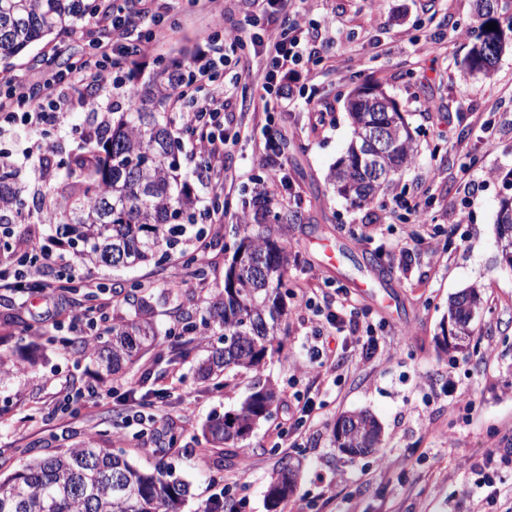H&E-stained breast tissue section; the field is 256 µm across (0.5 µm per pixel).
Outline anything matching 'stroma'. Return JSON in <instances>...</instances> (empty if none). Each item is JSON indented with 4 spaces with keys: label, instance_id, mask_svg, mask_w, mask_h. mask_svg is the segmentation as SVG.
<instances>
[{
    "label": "stroma",
    "instance_id": "obj_1",
    "mask_svg": "<svg viewBox=\"0 0 512 512\" xmlns=\"http://www.w3.org/2000/svg\"><path fill=\"white\" fill-rule=\"evenodd\" d=\"M219 5L218 21L196 0H133L134 10L159 17L165 38L123 63V73L145 79L162 64L190 67L216 25L243 27L254 12L252 0ZM306 8L302 30L318 53L293 67L273 111L253 108L266 65L253 44L225 59L224 165L234 182L216 192L225 207L219 223L205 227V279L187 276L177 258L87 269L112 299L101 309L110 321L133 315L131 285H146L156 346L107 373L65 349L78 331L66 318L46 319V293L0 289V354L36 352L27 371L0 381V473L91 440L141 469L164 465L187 486L181 512H203L215 477L238 512H268L267 482L287 457L301 460L302 474L277 512H512V270L498 262L495 232L499 202L512 196V50L493 77L466 73L472 0H308ZM326 27L336 39L324 47L318 35ZM112 43L93 21L66 41L37 42L16 58L14 73L44 88L55 73L46 58L69 64ZM368 79L398 103L419 153L383 195L357 207L332 191L327 174L351 139L346 98ZM22 128L0 126V152L24 157L21 178L34 189L42 155L67 159L81 138L25 137ZM264 151L282 181L261 196L253 158ZM181 163L201 199H211L216 193L189 154ZM262 211L269 225L279 213L299 217L280 227L290 243L288 334L261 375L233 376L217 389L198 368L218 339L185 325L199 322L223 288L241 214ZM405 241L411 251L402 259L396 247ZM470 286L484 297L475 334L465 350L443 352L448 299ZM311 291L322 306L348 295L381 321L375 360L357 362L349 333L321 332L322 318L300 307ZM321 341L332 367L305 371ZM261 378L279 391L271 416L237 447H209L205 423L238 409ZM174 379L178 388L158 398ZM131 386L145 411L159 414L157 430L142 431L128 417ZM302 398L318 410L310 426L289 431ZM361 409L381 422L382 448L352 457L337 448L333 427L342 413ZM476 462L501 477L494 501L477 484Z\"/></svg>",
    "mask_w": 512,
    "mask_h": 512
}]
</instances>
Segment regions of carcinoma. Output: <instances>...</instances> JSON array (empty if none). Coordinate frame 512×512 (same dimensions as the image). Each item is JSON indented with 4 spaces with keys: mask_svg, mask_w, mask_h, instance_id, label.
<instances>
[{
    "mask_svg": "<svg viewBox=\"0 0 512 512\" xmlns=\"http://www.w3.org/2000/svg\"><path fill=\"white\" fill-rule=\"evenodd\" d=\"M471 47L463 59L470 74L489 77L500 55L512 44V23L500 24L499 0H474ZM101 0H0V74L13 70V59L47 37L69 38L94 20ZM495 22L497 29L487 30ZM173 73L163 68L151 83L139 88L121 82L112 86L128 99V110L114 113L93 100L100 114L96 135H85L83 146L68 157L65 175L57 181L50 157L40 161V178L47 190H36L32 201L23 196L19 171L0 160V234L13 236L11 225L35 214L41 224L55 228L61 244L73 249L83 263L118 268L160 264L173 255L182 259L186 273L206 276L201 249L189 248L183 216L193 220L199 198L181 172L183 143L197 128H174L175 119L161 110L172 87ZM370 85L356 89L347 112L353 127L345 154L331 168L327 181L341 197L357 206L372 203L394 177L413 163L418 152L403 115L385 155L371 157L361 134L389 123L392 113L369 103ZM499 241H512V201L501 200L496 215ZM288 275V241L260 224L235 246L224 274V288L201 315L207 330H220V345L201 366L203 377L227 370L258 373L266 360L281 351L287 310L282 288ZM483 305L475 287L448 299V313L460 342L473 336L472 321ZM152 307L140 297L134 315L112 324V339L73 341L77 353H90L116 373L134 363L142 348L157 339ZM278 401L276 387H255L240 408L211 419L204 427L216 447H233L244 440ZM343 436H334L338 447L352 455L373 453L381 445V427L367 411L341 415ZM299 467L281 462L271 477L267 499L271 508L288 498L296 486ZM186 485L168 479L164 466L152 472L139 469L124 454L98 448L91 441L56 454L40 457L0 481V512H179Z\"/></svg>",
    "mask_w": 512,
    "mask_h": 512,
    "instance_id": "cac0c4a2",
    "label": "carcinoma"
}]
</instances>
